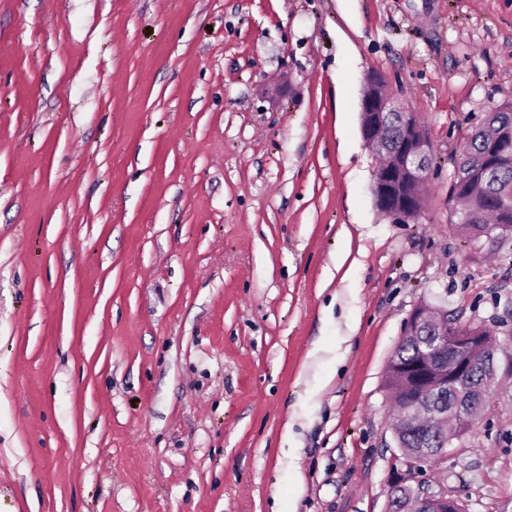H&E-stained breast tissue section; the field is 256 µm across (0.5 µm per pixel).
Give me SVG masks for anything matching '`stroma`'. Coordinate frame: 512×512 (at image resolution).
<instances>
[{
	"label": "stroma",
	"instance_id": "obj_1",
	"mask_svg": "<svg viewBox=\"0 0 512 512\" xmlns=\"http://www.w3.org/2000/svg\"><path fill=\"white\" fill-rule=\"evenodd\" d=\"M418 112L380 210L369 76ZM512 0H0V512H388L420 303L512 361V239L450 222ZM425 480L512 512V374ZM367 83L362 99L363 139L368 143L375 141L381 144L386 129V112L391 145L402 136L401 115L406 130L412 132L399 141L395 153H390L395 156L394 165L378 169L372 186L373 196L377 206L397 222H414L420 215V201L403 188V182L416 183L428 176L431 144L424 135L418 113L404 103L398 91L389 89L377 76H371Z\"/></svg>",
	"mask_w": 512,
	"mask_h": 512
}]
</instances>
